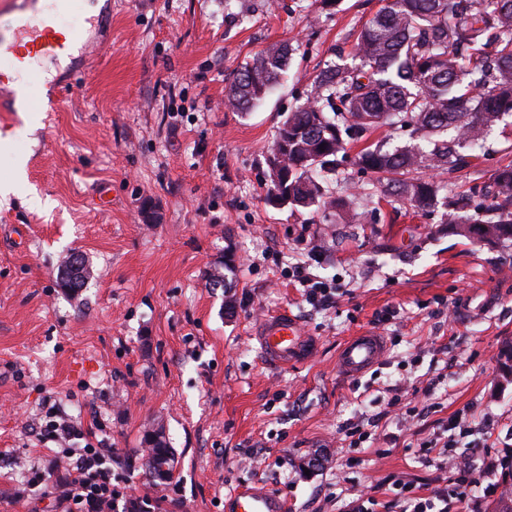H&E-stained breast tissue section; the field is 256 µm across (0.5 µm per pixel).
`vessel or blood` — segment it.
<instances>
[{
	"label": "vessel or blood",
	"instance_id": "vessel-or-blood-1",
	"mask_svg": "<svg viewBox=\"0 0 512 512\" xmlns=\"http://www.w3.org/2000/svg\"><path fill=\"white\" fill-rule=\"evenodd\" d=\"M39 0H15L17 16L14 20V39L0 36V47L10 55L12 63L24 57L55 54L63 51L64 34L57 17L51 16L32 23L31 15L37 10ZM255 339L265 362L275 368H285L312 359L315 343L306 336L298 321L288 312H281L263 322ZM382 337L363 332L348 337L340 346L336 367L346 378L361 375L384 355ZM231 512H286L287 505L278 495L241 487L228 499Z\"/></svg>",
	"mask_w": 512,
	"mask_h": 512
}]
</instances>
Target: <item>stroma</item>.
Segmentation results:
<instances>
[{
  "label": "stroma",
  "instance_id": "35a3bbf8",
  "mask_svg": "<svg viewBox=\"0 0 512 512\" xmlns=\"http://www.w3.org/2000/svg\"><path fill=\"white\" fill-rule=\"evenodd\" d=\"M380 0H112V32L72 81L64 111L0 112V512H59V442L49 417L93 425L109 449L112 487L154 512H224L241 485L278 494L287 512H338L363 486L442 487L424 449L442 421L470 426L450 452L473 462L472 492L492 503L488 462L512 446V245L478 244L440 209L365 195L368 176L342 168L331 185L359 186L360 224L266 201L265 152L324 61L351 54ZM300 49L252 112L225 104L233 71L271 44ZM478 169L456 190L489 183L512 160V133L487 138ZM94 275L58 285L73 256ZM234 271H225L226 261ZM346 293L316 308L297 269ZM225 275V287L208 285ZM285 309L318 342L308 363L272 369L253 337ZM382 336L362 375L368 398L336 371L339 344ZM430 411L402 430L392 398ZM362 420L374 449L347 446ZM162 430L172 477L145 473L147 439ZM386 449L377 457V449ZM46 482L28 485L31 469Z\"/></svg>",
  "mask_w": 512,
  "mask_h": 512
}]
</instances>
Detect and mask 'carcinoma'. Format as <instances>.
Instances as JSON below:
<instances>
[{"label":"carcinoma","mask_w":512,"mask_h":512,"mask_svg":"<svg viewBox=\"0 0 512 512\" xmlns=\"http://www.w3.org/2000/svg\"><path fill=\"white\" fill-rule=\"evenodd\" d=\"M295 48L272 45L238 67L225 87L227 107L253 110L271 91ZM512 114V0H385L357 37L355 62H326L304 102L282 120L268 148L266 200L291 208L343 211L346 200L327 187L351 148L355 163L381 192L425 211L441 207L445 224L471 241L512 242V164L492 174L490 201L465 223L460 199L430 171L476 167L474 154ZM383 126L409 131L404 145L370 143ZM81 287L89 275L79 256L66 267ZM169 449L153 447L149 475L170 474ZM490 512H512V473Z\"/></svg>","instance_id":"carcinoma-1"}]
</instances>
